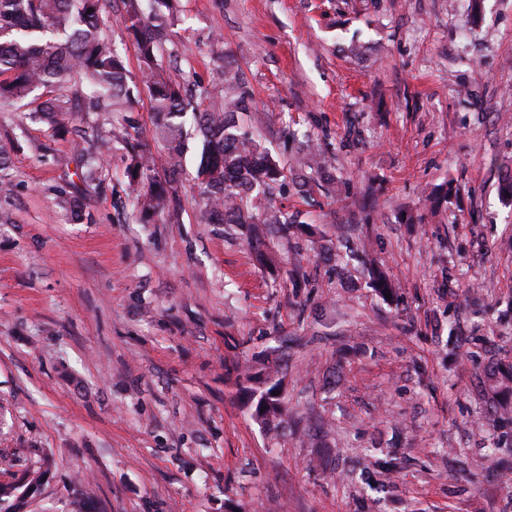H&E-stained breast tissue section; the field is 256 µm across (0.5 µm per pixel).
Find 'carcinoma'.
<instances>
[{"instance_id": "cac0c4a2", "label": "carcinoma", "mask_w": 512, "mask_h": 512, "mask_svg": "<svg viewBox=\"0 0 512 512\" xmlns=\"http://www.w3.org/2000/svg\"><path fill=\"white\" fill-rule=\"evenodd\" d=\"M110 0H0V106L26 107L36 91L35 108L47 122L60 125L70 112H131L135 99L124 57L104 34ZM122 23L133 36L153 118V137L165 148L164 176L138 151L130 153L136 175L147 180L137 197L143 218L177 216V185L187 148L186 116L192 114L200 138L196 179L204 224H279L286 231L296 220L281 211L257 205L274 185L286 178L285 166L261 150L250 133L235 121L245 98L233 78L222 80L217 92L203 89L188 96L162 61L179 21V0H124ZM331 161L326 152L307 148L295 157V176L304 169H322ZM64 208L77 221L86 219L80 194L59 190ZM274 388L256 394L243 389L263 421L283 414ZM26 492L20 486L0 488V512H21Z\"/></svg>"}]
</instances>
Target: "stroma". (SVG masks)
Wrapping results in <instances>:
<instances>
[{"mask_svg": "<svg viewBox=\"0 0 512 512\" xmlns=\"http://www.w3.org/2000/svg\"><path fill=\"white\" fill-rule=\"evenodd\" d=\"M163 63L235 75L241 125L291 163L329 151L298 216L141 222L123 147L89 183L91 134L162 155L147 96L56 135L0 109V481L23 512H512V0H180ZM80 187L90 218H69ZM446 188L436 210L425 194ZM396 288L381 296L366 256ZM276 366V429L240 397ZM27 483V490L19 492L20 485H14L10 488H3L0 485V512H21V506L27 492L37 486L41 480L42 474L34 473Z\"/></svg>", "mask_w": 512, "mask_h": 512, "instance_id": "obj_1", "label": "stroma"}]
</instances>
